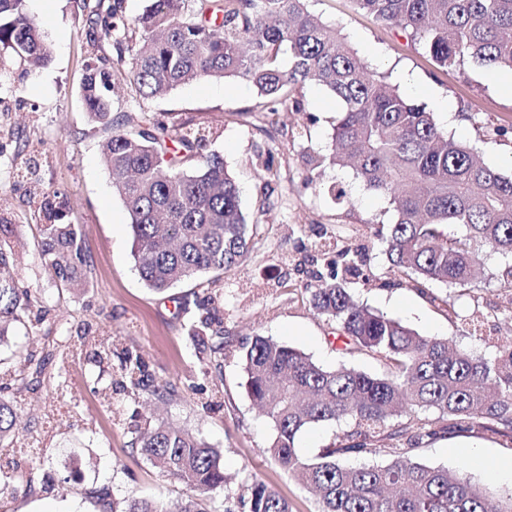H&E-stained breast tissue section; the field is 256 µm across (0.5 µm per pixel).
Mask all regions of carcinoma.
Here are the masks:
<instances>
[{"instance_id": "carcinoma-1", "label": "carcinoma", "mask_w": 512, "mask_h": 512, "mask_svg": "<svg viewBox=\"0 0 512 512\" xmlns=\"http://www.w3.org/2000/svg\"><path fill=\"white\" fill-rule=\"evenodd\" d=\"M150 0L138 19L124 0H109L89 16V45L98 34L115 38L112 68H92L82 86L91 119L110 124L109 82L127 80L136 95L154 99L189 79H246L257 88L262 112L305 111L300 89L325 87L342 103L331 152L308 155L309 170L350 167L364 185L388 195L395 219L382 235L385 254L405 286L471 285L483 249L512 256V175L480 162L472 147L444 135L434 114L407 99L383 72L372 70L346 38L308 11L306 0ZM383 25L399 28L442 68L471 62L495 76L512 72V0H353ZM45 63L49 50L27 13L26 0H0V52ZM288 64H283V57ZM131 58V71L123 62ZM154 130L114 132L102 145L113 190L131 219L132 255L141 279L163 292L200 279L197 312L187 336L194 345L224 350V321L211 286L240 265L258 236L239 187L217 153L205 155L213 131L188 122ZM177 146L170 147V144ZM45 223L38 225L39 258L62 288L90 279L79 225L63 216L44 190L33 195ZM460 224L461 234L448 232ZM11 225L0 216V346L9 321L30 311L37 292L17 287ZM310 304L336 323L342 350L376 360L368 374L351 364H316L299 349L255 336L240 361L252 401L269 419L266 453L316 498L319 512H512V491L480 486L462 467L450 471L419 460L417 451L450 429L512 438V341L490 357L448 346L401 321L359 304L337 275L311 291ZM53 353L29 356L27 369L0 371L5 385L22 389L40 379ZM121 363L110 386L167 401L174 390L136 376ZM14 406L0 400V443L16 424ZM350 422L311 460L297 441L315 424ZM130 446L158 473L192 491L179 512H218L229 496L221 452L161 420L134 431ZM386 455L384 464L352 466L347 454ZM248 512H291L288 501L254 478ZM121 512H166L149 498Z\"/></svg>"}]
</instances>
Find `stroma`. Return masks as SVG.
<instances>
[{"instance_id": "35a3bbf8", "label": "stroma", "mask_w": 512, "mask_h": 512, "mask_svg": "<svg viewBox=\"0 0 512 512\" xmlns=\"http://www.w3.org/2000/svg\"><path fill=\"white\" fill-rule=\"evenodd\" d=\"M99 0H27L51 59L34 68L11 61L0 80V204L12 224L11 240L20 258L18 284L39 289L37 308L43 320L12 323L9 342L0 347V364L17 367L29 356L53 352L41 384L9 388L0 397L14 402L19 421L11 436L16 466L0 470V505L7 512H101L88 495L107 488L111 501L153 497L174 503L184 485L159 476L130 445L132 431L161 416L217 448L232 479L229 499L219 512H247L240 497L252 479L262 480L286 498L293 512H318L314 497L265 452L270 422L248 395L239 348L261 335L294 346L319 365L336 366L345 356L334 322L318 315L309 290L330 279L345 264L343 248H352L360 276L347 280L355 298L398 319L424 335L448 337L460 348L493 355L498 337L512 335V313L500 309L495 274L507 259L486 252L483 270L468 290L432 286L431 296L399 286L376 228L394 219L389 197L363 186L351 168L326 167L310 177L309 151H328L341 103L322 86L305 85L303 112L281 111L272 118L255 112L256 88L242 78L189 81L166 96L147 101L128 83L112 93L110 126L91 119L82 98L88 67L114 59L111 40L90 50L86 18ZM308 9L336 25L358 56L388 75L402 93L434 112L445 134L476 148L489 166L512 174V74L489 77L475 64L442 68L401 30L380 24L353 0H308ZM452 112L444 114L441 104ZM193 121L209 125L218 137L207 152L221 155L240 188L249 220H260L256 243L247 259L226 271L217 286L227 343L223 353H201L184 330L178 304L195 283L186 281L155 293L142 281L132 255L130 218L112 188L101 146L113 130L145 128L154 121ZM505 136H496L498 127ZM38 166L24 171L19 144ZM272 152L279 179L267 176L258 156ZM343 186V203L328 194ZM55 191L67 221L80 225L91 265L88 288H57L38 253L41 222L30 201L34 186ZM275 210L258 216L263 199ZM449 298L453 311L441 306ZM481 323L480 335L456 324V315ZM92 333L80 338L84 326ZM109 356L97 360L101 344ZM138 357L154 383L175 394L152 411L141 395L102 389L120 369L123 353ZM485 450V464L471 466L467 446ZM423 462L454 470L467 466L475 482L487 479V466L512 460V443L453 431L427 445Z\"/></svg>"}]
</instances>
